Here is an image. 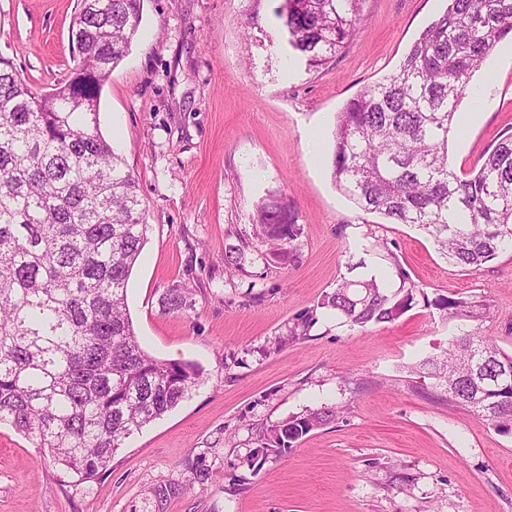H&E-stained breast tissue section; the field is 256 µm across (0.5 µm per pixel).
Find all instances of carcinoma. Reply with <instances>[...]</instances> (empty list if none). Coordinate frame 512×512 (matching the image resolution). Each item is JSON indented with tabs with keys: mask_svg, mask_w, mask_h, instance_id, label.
I'll list each match as a JSON object with an SVG mask.
<instances>
[{
	"mask_svg": "<svg viewBox=\"0 0 512 512\" xmlns=\"http://www.w3.org/2000/svg\"><path fill=\"white\" fill-rule=\"evenodd\" d=\"M364 0H283L288 45L319 67L342 51ZM143 0H80L69 29L74 67L39 92L0 55V424L49 453L63 477L95 482L134 432L176 407L199 377L139 343L127 312L132 269L147 242L139 184L97 128L103 83L131 49ZM512 36V0H448L398 70L365 86L337 113L331 177L366 212L418 227L448 263L476 268L512 248V133L462 175L448 165V136L473 72ZM256 236L288 258L301 225L288 201H263ZM382 256L396 287L367 274L342 279L320 307L350 328L392 322L412 307L416 284L384 241L348 271ZM166 306L187 305L168 289ZM455 318L483 303L440 295ZM309 312L288 335H310ZM448 405L498 431L512 430V353L464 331L442 359H428ZM338 408L293 415L260 448H291Z\"/></svg>",
	"mask_w": 512,
	"mask_h": 512,
	"instance_id": "obj_1",
	"label": "carcinoma"
}]
</instances>
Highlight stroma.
Masks as SVG:
<instances>
[{
	"instance_id": "35a3bbf8",
	"label": "stroma",
	"mask_w": 512,
	"mask_h": 512,
	"mask_svg": "<svg viewBox=\"0 0 512 512\" xmlns=\"http://www.w3.org/2000/svg\"><path fill=\"white\" fill-rule=\"evenodd\" d=\"M281 0H144L140 32L106 80L98 128L137 177L147 243L127 286L145 350L200 370L170 412L128 438L99 482L63 483L47 453L0 427V512H512V431L450 409L423 360L459 329L512 352V249L448 264L417 227L360 210L331 179L337 112L396 72L445 0H365L363 21L320 67L294 57ZM78 0H0V54L40 91L73 65ZM448 137L457 173L512 133V42L475 71ZM317 143H310V135ZM286 198L302 228L290 260L254 233ZM393 243L415 282L394 321L351 330L322 309L350 255ZM244 248L242 269L224 257ZM191 301L165 306L172 286ZM478 296L476 321L431 301ZM309 337L288 324L308 311ZM323 406L336 419L296 447L259 453L266 429ZM170 487L161 498L159 487Z\"/></svg>"
}]
</instances>
